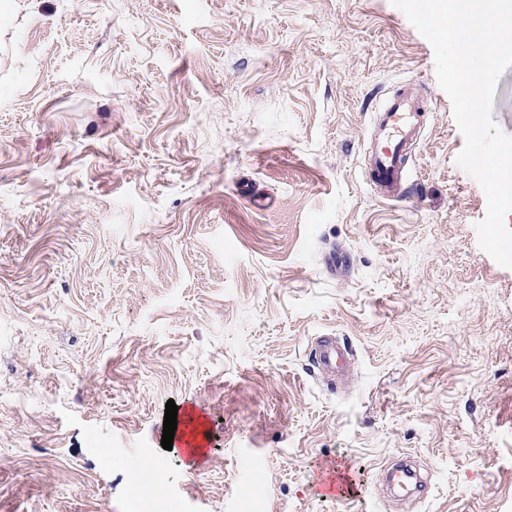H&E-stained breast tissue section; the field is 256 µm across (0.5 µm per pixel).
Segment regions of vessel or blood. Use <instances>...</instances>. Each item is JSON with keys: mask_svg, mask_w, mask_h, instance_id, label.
Instances as JSON below:
<instances>
[{"mask_svg": "<svg viewBox=\"0 0 512 512\" xmlns=\"http://www.w3.org/2000/svg\"><path fill=\"white\" fill-rule=\"evenodd\" d=\"M424 123V108L413 85H405L387 98L375 116L370 147V180L380 189L402 184L408 175L409 150ZM349 345L334 336L316 338L312 345V371L326 382L343 376L350 363ZM389 481L422 491L425 485L411 466L398 463L388 472Z\"/></svg>", "mask_w": 512, "mask_h": 512, "instance_id": "vessel-or-blood-1", "label": "vessel or blood"}]
</instances>
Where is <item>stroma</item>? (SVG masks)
<instances>
[{"label": "stroma", "instance_id": "1", "mask_svg": "<svg viewBox=\"0 0 512 512\" xmlns=\"http://www.w3.org/2000/svg\"><path fill=\"white\" fill-rule=\"evenodd\" d=\"M420 88L398 196L373 112ZM390 0H23L0 31V512H512V268ZM353 348L333 388L312 341ZM196 406V466L161 446ZM418 457L423 502L379 471ZM343 474L354 495L320 485Z\"/></svg>", "mask_w": 512, "mask_h": 512}]
</instances>
